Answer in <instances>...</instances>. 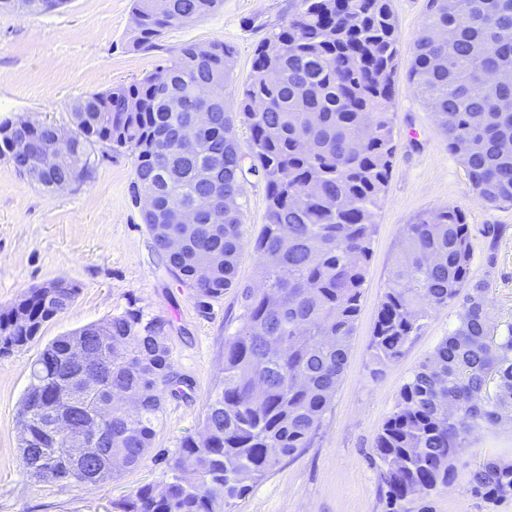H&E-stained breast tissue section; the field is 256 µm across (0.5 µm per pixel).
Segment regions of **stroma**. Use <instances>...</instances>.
Returning a JSON list of instances; mask_svg holds the SVG:
<instances>
[{"mask_svg": "<svg viewBox=\"0 0 512 512\" xmlns=\"http://www.w3.org/2000/svg\"><path fill=\"white\" fill-rule=\"evenodd\" d=\"M297 0H223L215 12L169 28L163 49L220 39L235 50L234 78L224 89L236 102L251 74L256 45L294 11ZM132 0H68L58 11L0 14V122L33 119L71 123L77 99L153 72L160 51L129 46ZM402 60H410L427 0H392ZM392 160L386 199L363 286L347 364L311 448L252 482L224 512H385L386 493L374 464L375 439L395 411L400 389L458 320V304L435 313L395 363L375 365L369 348L402 228L417 213L453 204L466 214L474 255L473 280H487L492 334L512 324V207L478 202L458 157L448 150L433 112L406 74H398ZM129 156L98 158L89 180L52 191L23 178L0 159V311L31 288L57 279L77 288L71 305L47 323L28 348L0 354V512H120L119 503L145 484L162 487L182 439L201 430L206 402L222 377L224 341L241 324V289L255 283L256 257L244 248L238 287L200 306L181 287L130 196ZM495 234L484 235L485 225ZM136 305L166 322L173 372L188 381L185 397H166L163 422L140 467L87 489L38 480L21 466L17 415L29 369L45 344ZM512 460V426L476 433L454 485L433 491L430 512H512V499L492 504L470 491V471L485 461Z\"/></svg>", "mask_w": 512, "mask_h": 512, "instance_id": "35a3bbf8", "label": "stroma"}]
</instances>
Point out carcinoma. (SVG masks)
Instances as JSON below:
<instances>
[{
	"label": "carcinoma",
	"mask_w": 512,
	"mask_h": 512,
	"mask_svg": "<svg viewBox=\"0 0 512 512\" xmlns=\"http://www.w3.org/2000/svg\"><path fill=\"white\" fill-rule=\"evenodd\" d=\"M221 0H171L159 16L152 0H132L129 43L154 50L165 29L201 18ZM446 28L451 42L435 30ZM512 0H428L425 23L415 39L408 80L434 110L468 176L476 199L512 206V83L479 81L487 67L512 71ZM397 21L392 0H298L280 31L260 42L237 108L224 100L235 68L234 48L210 42L198 55L186 43L155 71L125 86L77 100L71 112L84 116L79 129L83 165L94 169L96 148L134 158V176L156 209L187 204L209 174L224 180V196L244 195L255 178L264 186L267 223L254 242L256 286L242 289L241 326L224 343V376L209 394L203 432L187 437L170 467L163 491L141 487L124 512H221L242 497L248 482L276 469L312 444L344 373L349 343L372 257L374 217L386 197L392 159L391 109L399 67ZM185 100L172 111L170 96ZM265 110L254 112L251 103ZM211 117L197 129L200 149L183 157L182 128ZM250 132L247 151L235 122ZM367 130L364 139L358 138ZM27 139L33 159L53 147L51 126L11 128L0 124V158L11 159L16 138ZM243 204L224 209V223L203 216L181 252L169 254L154 240L178 283L199 303L237 287L246 244ZM222 257L216 267L208 263ZM472 236L463 212L446 206L419 212L403 226L375 321L370 348L380 366L398 361L427 320L450 303L460 306L455 327L400 390V401L378 433L373 452L386 487L387 512H428L431 491L451 485L460 454L471 437L512 421V326L491 335L488 288L470 278ZM75 286L60 280L32 288L13 310L0 312V335L21 349L39 338L43 325L64 312ZM112 344L101 350L112 364V382L101 392L75 394L58 384L69 336L48 344L30 366L23 398L30 409L28 458L66 447L49 427L50 415L69 401L91 407L112 402L105 420L112 454L121 468L100 464L66 480L92 487L139 467L162 422L164 395L181 392L172 372L163 319L140 307L103 322ZM495 390L488 392V378ZM136 396L139 409L121 405ZM471 491L491 503L512 496V461H488L469 473Z\"/></svg>",
	"instance_id": "cac0c4a2"
}]
</instances>
